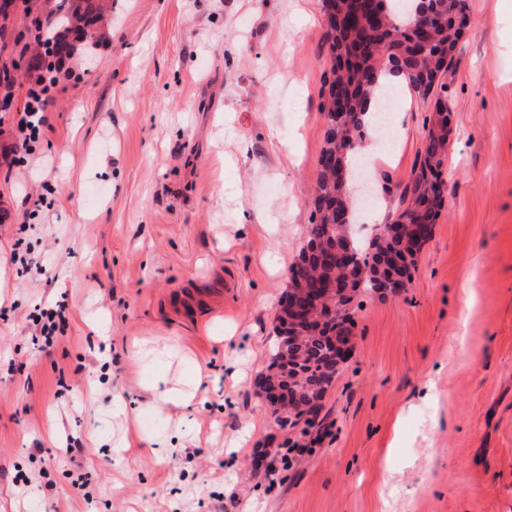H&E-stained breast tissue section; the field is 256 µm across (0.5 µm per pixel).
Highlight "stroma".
<instances>
[{
  "label": "stroma",
  "instance_id": "stroma-1",
  "mask_svg": "<svg viewBox=\"0 0 512 512\" xmlns=\"http://www.w3.org/2000/svg\"><path fill=\"white\" fill-rule=\"evenodd\" d=\"M56 2L0 17L15 111L25 19ZM93 2V68L26 161L0 160V512H512V0H468L441 78L445 205L408 290L352 308L330 434L293 462L308 425L255 386L312 222L321 0ZM393 105L367 172L386 224L432 121L417 96ZM17 242L39 272H17ZM58 301L45 350L29 315Z\"/></svg>",
  "mask_w": 512,
  "mask_h": 512
}]
</instances>
